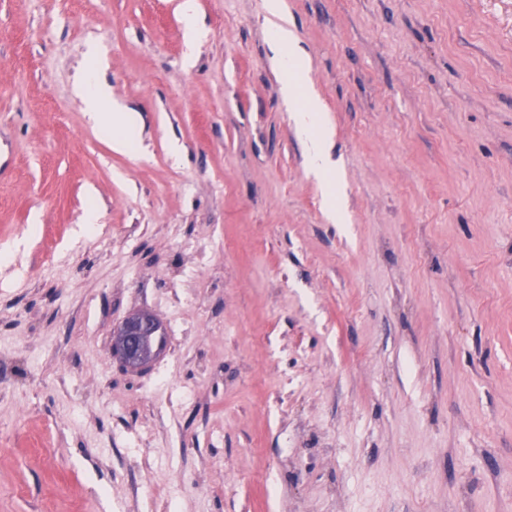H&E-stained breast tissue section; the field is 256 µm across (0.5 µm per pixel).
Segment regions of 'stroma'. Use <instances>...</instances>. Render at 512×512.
Returning a JSON list of instances; mask_svg holds the SVG:
<instances>
[{
	"mask_svg": "<svg viewBox=\"0 0 512 512\" xmlns=\"http://www.w3.org/2000/svg\"><path fill=\"white\" fill-rule=\"evenodd\" d=\"M179 2L0 0V512H512V0H282L340 224L265 0ZM184 24V38L189 50H192L204 34L197 22L195 0H182L178 6ZM271 39L275 48L274 62L286 74L282 94L293 108L296 129L304 140L308 166L316 176H324L331 170L332 162L327 130L321 125L320 98L305 77L304 61L294 33L288 26H275ZM84 110L92 124L105 133L116 152L127 153L139 139L140 118L136 112H126L115 105L112 112H102L109 100L108 89L97 82L94 75L84 73L79 83ZM140 312L152 319L154 325L151 332V321L146 317H138L133 314L113 331V335H121V341L113 352L122 362L140 361V338L149 332L150 335L145 336L142 342V356L147 361H153L166 346V333L161 321L152 312Z\"/></svg>",
	"mask_w": 512,
	"mask_h": 512,
	"instance_id": "obj_1",
	"label": "stroma"
}]
</instances>
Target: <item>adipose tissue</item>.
Wrapping results in <instances>:
<instances>
[{
	"instance_id": "ef3b65f1",
	"label": "adipose tissue",
	"mask_w": 512,
	"mask_h": 512,
	"mask_svg": "<svg viewBox=\"0 0 512 512\" xmlns=\"http://www.w3.org/2000/svg\"><path fill=\"white\" fill-rule=\"evenodd\" d=\"M271 39L275 48L274 61L286 74L282 94L293 109L296 129L304 140L308 166L316 176H324L331 170L332 162L327 131L322 126L320 98L305 77L304 61L294 33L286 26H277ZM79 93L90 122L109 137L113 150L129 152L140 137L138 113L118 106L105 111L109 91L94 75L83 74Z\"/></svg>"
}]
</instances>
